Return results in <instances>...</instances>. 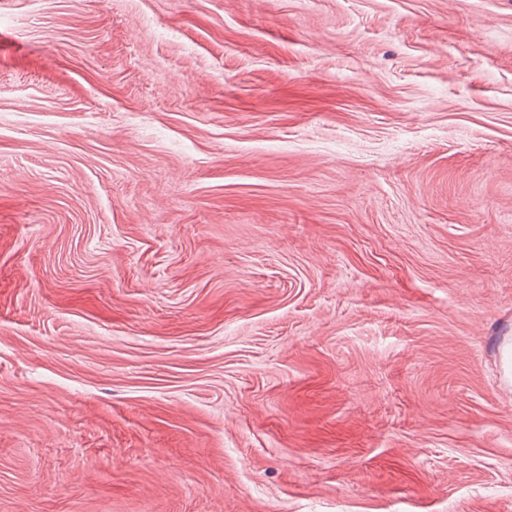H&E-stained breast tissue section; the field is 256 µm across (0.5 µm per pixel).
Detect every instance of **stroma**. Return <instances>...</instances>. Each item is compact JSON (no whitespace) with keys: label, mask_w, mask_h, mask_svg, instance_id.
Returning <instances> with one entry per match:
<instances>
[{"label":"stroma","mask_w":512,"mask_h":512,"mask_svg":"<svg viewBox=\"0 0 512 512\" xmlns=\"http://www.w3.org/2000/svg\"><path fill=\"white\" fill-rule=\"evenodd\" d=\"M512 0H0V512H512Z\"/></svg>","instance_id":"35a3bbf8"}]
</instances>
